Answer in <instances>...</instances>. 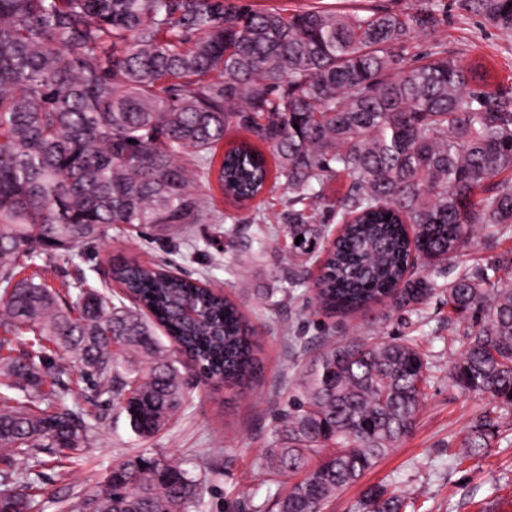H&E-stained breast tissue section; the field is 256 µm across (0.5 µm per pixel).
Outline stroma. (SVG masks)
<instances>
[{
  "instance_id": "1",
  "label": "stroma",
  "mask_w": 512,
  "mask_h": 512,
  "mask_svg": "<svg viewBox=\"0 0 512 512\" xmlns=\"http://www.w3.org/2000/svg\"><path fill=\"white\" fill-rule=\"evenodd\" d=\"M442 23L432 37L418 42L417 53L439 46L450 55L479 64L489 90L512 88V35L481 24L444 0ZM283 192L265 194L238 211V224H197L193 242L173 243L149 238L138 230L117 226L106 242L97 244L75 262L47 261L46 279L53 287L78 284L88 277L92 286L113 291L104 273L111 258L134 257L145 263L171 262L177 271L205 277L235 300L255 328L261 352L255 387L228 389L200 382L190 364L181 372L188 383V406L151 440L137 439L125 416L111 402L83 389L81 404L97 417L89 446L62 474L54 459L39 467L47 495L42 512H56L57 501L74 503L95 489L113 462L150 451L183 462L205 477L210 487L206 512H223L225 502L238 501L244 512H277L273 495L277 480L260 468L279 414L288 407V389L299 371L324 344L362 337L372 342L392 338L415 341L432 366L425 403L412 432L383 456L360 483L344 488L327 512H359L364 488L380 485L407 498V512H512V443H493L480 458L458 457L459 442L487 400L463 394L448 380V367L459 359L468 340L469 317L449 313L442 298H433L422 315L393 310L382 302L351 316L327 315L315 309L311 291L285 290L282 278L288 250L277 245L247 263L248 285L237 288L225 262L240 258L239 241L251 234L255 213L285 210ZM277 289L275 308L258 295Z\"/></svg>"
}]
</instances>
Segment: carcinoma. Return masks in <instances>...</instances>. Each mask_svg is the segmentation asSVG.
Masks as SVG:
<instances>
[{"mask_svg": "<svg viewBox=\"0 0 512 512\" xmlns=\"http://www.w3.org/2000/svg\"><path fill=\"white\" fill-rule=\"evenodd\" d=\"M455 4L512 33V0ZM443 10L441 0L288 15L253 0H0V350L24 346L0 358V512H33L40 455L73 459L95 434L93 414L68 404L79 384L117 402L141 439L168 426L186 394L158 330L194 355L200 381L252 383L253 331L200 279L117 261L110 278L129 306L22 275L37 259L81 257L116 224L163 239L219 220L204 185L232 127L268 145L275 172L243 141L224 151L219 187L235 202L288 193L276 217L288 254H324L314 304L354 313L388 300L417 312L444 295L472 320L448 378L491 403L462 457L512 434V282L497 277L512 256L485 269L453 263L476 239L512 238V91L484 90L478 67L444 49L405 62ZM339 175L349 187L332 205L342 229L328 243L308 210ZM258 221L262 254L278 232ZM429 377L410 340L323 347L289 389L263 456L264 472L300 476L277 512H323L359 482L412 431ZM106 482L76 512H201L204 480L164 455L115 463ZM363 505L408 507L379 486Z\"/></svg>", "mask_w": 512, "mask_h": 512, "instance_id": "carcinoma-1", "label": "carcinoma"}]
</instances>
